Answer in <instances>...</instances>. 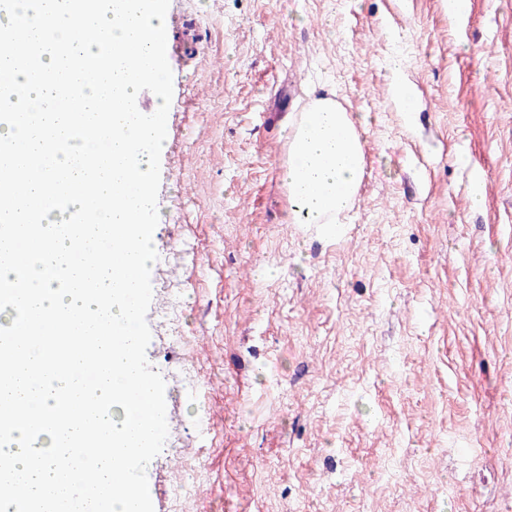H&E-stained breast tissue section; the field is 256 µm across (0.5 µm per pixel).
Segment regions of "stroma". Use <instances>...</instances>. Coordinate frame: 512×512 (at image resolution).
<instances>
[{"label": "stroma", "mask_w": 512, "mask_h": 512, "mask_svg": "<svg viewBox=\"0 0 512 512\" xmlns=\"http://www.w3.org/2000/svg\"><path fill=\"white\" fill-rule=\"evenodd\" d=\"M167 23L154 512H512V0H170ZM322 95L364 145L334 232L289 223L280 180Z\"/></svg>", "instance_id": "35a3bbf8"}]
</instances>
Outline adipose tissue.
<instances>
[{
    "label": "adipose tissue",
    "mask_w": 512,
    "mask_h": 512,
    "mask_svg": "<svg viewBox=\"0 0 512 512\" xmlns=\"http://www.w3.org/2000/svg\"><path fill=\"white\" fill-rule=\"evenodd\" d=\"M289 159L281 171L293 224H338L353 207L364 175L355 121L329 97L290 122Z\"/></svg>",
    "instance_id": "ef3b65f1"
}]
</instances>
